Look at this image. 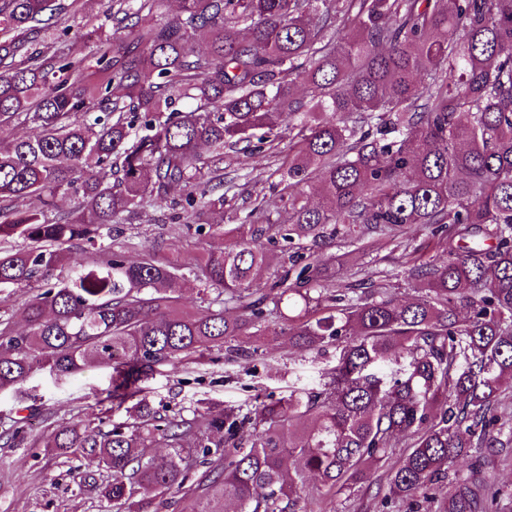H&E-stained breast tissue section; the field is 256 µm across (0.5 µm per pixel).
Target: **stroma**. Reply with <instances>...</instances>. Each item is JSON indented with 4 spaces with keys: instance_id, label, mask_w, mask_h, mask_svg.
<instances>
[{
    "instance_id": "stroma-1",
    "label": "stroma",
    "mask_w": 512,
    "mask_h": 512,
    "mask_svg": "<svg viewBox=\"0 0 512 512\" xmlns=\"http://www.w3.org/2000/svg\"><path fill=\"white\" fill-rule=\"evenodd\" d=\"M107 0H81L70 7L71 35L65 36L63 48L72 54L94 56L105 40L111 38L112 27L105 24L103 12ZM282 161L281 155L262 149L248 153H229L224 158L226 214L246 215L256 197H266L276 205L277 195L270 188L271 173ZM168 204H160L143 212L126 233L148 247L163 241L170 254L199 253L219 247V240L200 239L188 234L185 225L167 223ZM323 253L335 255L336 261L325 272L330 284L341 288L367 276L372 289L404 302L417 296L403 274L399 252L388 246L373 251H349L343 242L326 243ZM256 355L235 365L217 361L210 365H189L188 368L166 372L147 384V397L157 411L192 406L206 400L214 409L227 404L254 401L265 396L286 395L289 387L319 388L325 372L336 364L335 353L318 355L303 349L287 348L283 340L258 337ZM110 371L103 366H90L65 382L58 383L47 374H36L27 384L38 396L33 406H25L9 393L0 395V417L21 415L29 423L32 447H0V512H101L99 500L88 482L100 473L96 463L72 461L38 444L46 414H53L59 425L76 422L97 424L100 409L96 396L109 384ZM479 466L483 477L499 491L498 512H512V454L460 460L456 468L468 473ZM387 491L385 480L354 485L330 497L326 512H381V500Z\"/></svg>"
}]
</instances>
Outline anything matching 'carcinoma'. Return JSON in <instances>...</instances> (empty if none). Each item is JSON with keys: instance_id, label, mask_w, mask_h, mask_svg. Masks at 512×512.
<instances>
[{"instance_id": "cac0c4a2", "label": "carcinoma", "mask_w": 512, "mask_h": 512, "mask_svg": "<svg viewBox=\"0 0 512 512\" xmlns=\"http://www.w3.org/2000/svg\"><path fill=\"white\" fill-rule=\"evenodd\" d=\"M160 2L108 5L117 33L89 58L34 47L51 26L67 34L61 0H0V290L33 289L24 329L0 319V393L33 398L25 384L42 370H111L98 425L44 440L97 461L107 476L93 490L112 512L185 499L190 512H304L397 448L389 499L490 512L497 492L478 472L450 470L512 447L498 427L512 395V0H179L157 22ZM16 122L31 133H4ZM285 139L271 187L288 222L263 197L247 226L210 221L224 214V148ZM69 193L75 209L55 211ZM162 202L168 223L224 246L170 257L158 242L130 259L121 225ZM421 229L445 260L423 258ZM365 233L403 248L424 293L398 303L363 279L324 284L321 246ZM188 274L192 314L171 294ZM255 336L333 349L336 366L316 391L218 413L149 407L154 376L247 357ZM4 435L23 443V419Z\"/></svg>"}]
</instances>
